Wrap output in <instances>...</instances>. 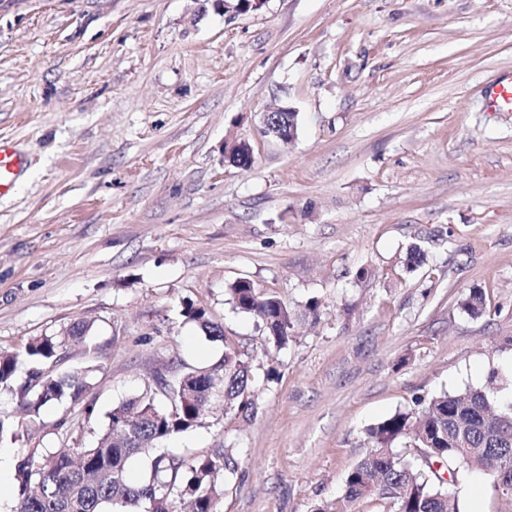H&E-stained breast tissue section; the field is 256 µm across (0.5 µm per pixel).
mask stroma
<instances>
[{
  "mask_svg": "<svg viewBox=\"0 0 512 512\" xmlns=\"http://www.w3.org/2000/svg\"><path fill=\"white\" fill-rule=\"evenodd\" d=\"M508 68L512 0H0V138L26 158L0 198V351L80 319L94 336L51 368L88 371L93 412L33 419L2 389L19 429L0 446H91L155 374L216 364L229 340L255 415L214 409L165 450H228L218 512H318L370 425L494 368L512 391V110L480 93ZM278 98L299 114L289 145L261 132ZM241 136L246 171L224 162ZM238 279L296 312L287 347L233 309ZM459 491L466 512H512L480 474ZM182 315L187 321L198 324L207 336L211 338H224L222 325L210 318L208 312L202 306L188 302L183 306Z\"/></svg>",
  "mask_w": 512,
  "mask_h": 512,
  "instance_id": "stroma-1",
  "label": "stroma"
}]
</instances>
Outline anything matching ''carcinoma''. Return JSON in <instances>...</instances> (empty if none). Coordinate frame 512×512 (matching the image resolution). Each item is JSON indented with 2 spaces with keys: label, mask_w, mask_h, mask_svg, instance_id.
<instances>
[{
  "label": "carcinoma",
  "mask_w": 512,
  "mask_h": 512,
  "mask_svg": "<svg viewBox=\"0 0 512 512\" xmlns=\"http://www.w3.org/2000/svg\"><path fill=\"white\" fill-rule=\"evenodd\" d=\"M227 293L236 311L261 320L269 343L288 345L295 313L281 298L247 279L229 284ZM463 306L470 315H481L484 292L470 291ZM182 315L207 336L224 338L222 325L205 308L188 302ZM91 329V322L77 320L60 336L33 338L22 353L0 352V387L14 383L25 360L30 369L17 394L29 415H39L48 404L84 401L87 374L53 376L42 364L69 342L87 343ZM182 376L190 378L189 391L174 392L169 411L157 410L156 392L147 390L112 409L96 446L41 456L35 449L25 452L15 468L13 512H141L145 503L147 512H170L173 493L189 499L191 512H217V478L233 471L222 448L196 458L160 453L151 460L149 479L138 484L128 479L133 456L201 425L213 400L223 398L226 410L254 413L250 358L238 348L226 343L222 361ZM417 405L368 428L370 454L347 474L336 505L319 512H351L354 503L367 499L386 502L391 512H460L463 469L480 472L497 496L512 499V400L498 403L482 388H466L421 398ZM403 440L412 448L407 456L394 448Z\"/></svg>",
  "instance_id": "carcinoma-1"
}]
</instances>
